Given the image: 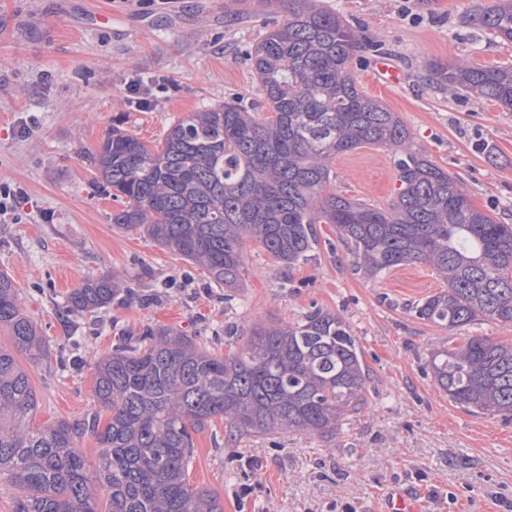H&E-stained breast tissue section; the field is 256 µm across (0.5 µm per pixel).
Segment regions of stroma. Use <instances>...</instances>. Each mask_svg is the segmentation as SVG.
<instances>
[{
    "label": "stroma",
    "mask_w": 512,
    "mask_h": 512,
    "mask_svg": "<svg viewBox=\"0 0 512 512\" xmlns=\"http://www.w3.org/2000/svg\"><path fill=\"white\" fill-rule=\"evenodd\" d=\"M495 2L321 0L385 45L355 67L361 90L399 115L415 147L455 174L476 208L512 224V112L451 96L428 70L464 55L512 63V45L466 21L474 5ZM283 14L280 0H0V183L25 193L0 217V271L49 348L47 359L23 365L40 404L33 421L89 416L95 359L126 331L175 327L228 355L250 326L322 309L358 338L365 408L324 437L234 442L213 420L194 435L191 484L217 493L224 512H341L347 503L384 512L395 489L421 512H512V417L469 412L428 367L449 332L412 312L447 287L427 264L366 277L335 226L319 224L309 259L290 268L247 243L244 285L228 301L201 267L112 226L120 204L94 184L89 163L107 132L116 125L152 145L188 113L237 96L263 105L242 51ZM330 170L328 191L375 207L398 192L396 158L383 148L338 155ZM110 271L135 300L68 312L70 292Z\"/></svg>",
    "instance_id": "35a3bbf8"
}]
</instances>
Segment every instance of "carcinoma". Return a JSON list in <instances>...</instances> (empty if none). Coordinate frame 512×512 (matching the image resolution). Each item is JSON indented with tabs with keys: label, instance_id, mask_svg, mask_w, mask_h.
Listing matches in <instances>:
<instances>
[{
	"label": "carcinoma",
	"instance_id": "obj_1",
	"mask_svg": "<svg viewBox=\"0 0 512 512\" xmlns=\"http://www.w3.org/2000/svg\"><path fill=\"white\" fill-rule=\"evenodd\" d=\"M282 2L283 19L245 51L265 112L230 99L178 119L151 148L119 128L108 133L93 164L97 184L121 202L113 226L199 265L228 297L242 287L246 240L292 267L315 248L314 225L333 224L366 274L423 262L448 284L413 306L418 318L450 331L485 319L511 325L512 224L476 208L458 177L414 147L396 113L358 88L355 54L381 42L317 0ZM467 22L512 44V0ZM429 70L451 92L512 111V64L460 57ZM366 144L396 156L399 191L384 209L324 192L332 159ZM133 296L110 272L74 289L67 307L94 313ZM2 326L11 345H0V480L15 490V512H224L215 493L190 485L192 433L215 418L234 438L334 433L366 401L357 337L343 316L316 309L295 324L251 328L228 356L165 326L128 334L96 361L99 411L36 426L38 398L17 356L37 362L46 343L4 272ZM428 366L454 402L512 416V343L450 339ZM88 431L98 443L93 465L78 448Z\"/></svg>",
	"mask_w": 512,
	"mask_h": 512
}]
</instances>
